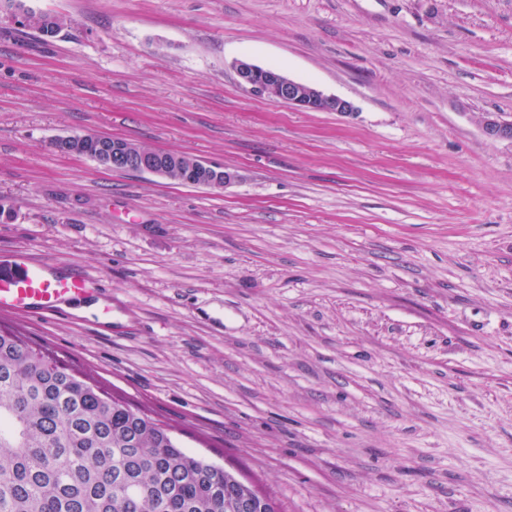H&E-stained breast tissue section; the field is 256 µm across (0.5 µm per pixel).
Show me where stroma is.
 Wrapping results in <instances>:
<instances>
[{
	"instance_id": "obj_1",
	"label": "stroma",
	"mask_w": 512,
	"mask_h": 512,
	"mask_svg": "<svg viewBox=\"0 0 512 512\" xmlns=\"http://www.w3.org/2000/svg\"><path fill=\"white\" fill-rule=\"evenodd\" d=\"M0 5V261L94 277L0 313L282 512H512V0ZM247 59L354 102L257 98ZM105 134L237 172L102 169Z\"/></svg>"
}]
</instances>
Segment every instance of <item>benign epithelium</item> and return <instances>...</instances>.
<instances>
[{"label":"benign epithelium","instance_id":"obj_1","mask_svg":"<svg viewBox=\"0 0 512 512\" xmlns=\"http://www.w3.org/2000/svg\"><path fill=\"white\" fill-rule=\"evenodd\" d=\"M232 67L242 87L255 97L275 99L301 112H356L352 101L328 95L314 85L297 82L277 69L242 59L235 60ZM482 127L491 139H512V121L489 115L483 119ZM52 146L64 156L92 157L106 169L133 167L139 173L165 178L171 170L177 169L183 183L188 185L223 189L238 180L234 170L209 164L187 154L171 158L160 151L145 153L123 138L72 135L56 139Z\"/></svg>","mask_w":512,"mask_h":512}]
</instances>
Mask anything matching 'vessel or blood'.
<instances>
[{"label": "vessel or blood", "instance_id": "b4317fda", "mask_svg": "<svg viewBox=\"0 0 512 512\" xmlns=\"http://www.w3.org/2000/svg\"><path fill=\"white\" fill-rule=\"evenodd\" d=\"M95 292L87 277L60 275L51 263L34 262L22 252L0 262V312L49 313Z\"/></svg>", "mask_w": 512, "mask_h": 512}]
</instances>
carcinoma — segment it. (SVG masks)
<instances>
[{
	"instance_id": "carcinoma-1",
	"label": "carcinoma",
	"mask_w": 512,
	"mask_h": 512,
	"mask_svg": "<svg viewBox=\"0 0 512 512\" xmlns=\"http://www.w3.org/2000/svg\"><path fill=\"white\" fill-rule=\"evenodd\" d=\"M0 512H281L164 426L0 334Z\"/></svg>"
}]
</instances>
